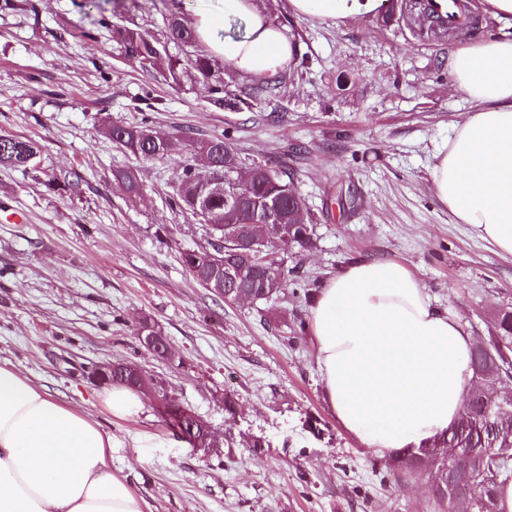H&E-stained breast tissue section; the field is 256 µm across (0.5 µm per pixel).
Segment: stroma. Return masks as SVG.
<instances>
[{
    "label": "stroma",
    "mask_w": 512,
    "mask_h": 512,
    "mask_svg": "<svg viewBox=\"0 0 512 512\" xmlns=\"http://www.w3.org/2000/svg\"><path fill=\"white\" fill-rule=\"evenodd\" d=\"M0 0V134L39 142L36 168H0V364L80 407L115 448L112 471L152 512H433L431 477L398 474L337 423L324 400L306 292L345 265L405 263L439 309L475 341L512 309V255L456 223L431 190L438 151L471 111L450 60L499 32L479 0L472 25L447 40L419 35L402 9L333 25L260 0L295 46L289 79L244 110L218 107L197 84L133 64L98 20L162 35L199 0ZM148 120L169 135L227 136L245 161L286 163L315 226L289 295L227 303L188 273L181 254L208 233L169 204L183 144L143 161L112 143L113 124ZM136 171L142 198L115 177ZM78 171L72 191L51 176ZM25 214L15 224L8 210ZM154 322L174 362L153 356L135 329ZM131 361L207 422L213 445L194 449L144 402L114 417L83 367ZM237 401L235 418L225 394Z\"/></svg>",
    "instance_id": "35a3bbf8"
}]
</instances>
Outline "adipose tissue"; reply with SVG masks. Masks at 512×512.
I'll use <instances>...</instances> for the list:
<instances>
[{
    "label": "adipose tissue",
    "mask_w": 512,
    "mask_h": 512,
    "mask_svg": "<svg viewBox=\"0 0 512 512\" xmlns=\"http://www.w3.org/2000/svg\"><path fill=\"white\" fill-rule=\"evenodd\" d=\"M384 0H288L292 14L339 24ZM214 60L254 80L275 77L293 44L258 0L195 10ZM456 90L475 105L437 155L432 189L478 238L512 255V34L456 52ZM310 332L325 401L338 424L390 459L448 430L472 386L474 345L460 318L438 311L403 263H350L317 294ZM112 437L15 369L0 365V512H144L112 471Z\"/></svg>",
    "instance_id": "1"
}]
</instances>
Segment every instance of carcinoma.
<instances>
[{
  "instance_id": "carcinoma-1",
  "label": "carcinoma",
  "mask_w": 512,
  "mask_h": 512,
  "mask_svg": "<svg viewBox=\"0 0 512 512\" xmlns=\"http://www.w3.org/2000/svg\"><path fill=\"white\" fill-rule=\"evenodd\" d=\"M433 2L411 0L409 15L419 32L443 38L449 29L435 16ZM100 24L112 29L127 56L139 67L159 69L174 83L187 78L204 86L213 103H224V86L212 81L215 60L199 47L193 28L181 15L172 13L166 17L165 35L161 38L103 18ZM171 43L192 47L194 54L183 61L170 53ZM107 135L120 148L147 161L166 159L172 151V140L167 134L139 124L112 126L108 128ZM183 141L187 157L179 164L173 203L202 224L204 220L197 216L193 207V201L202 200L214 220V224L207 225V246L182 253L186 270L201 283L216 268L217 262L225 266L230 262L235 264L241 270L240 278L221 296L229 303L235 302L240 293L254 302L285 297L288 269L279 258L276 246L282 236L274 224L251 226L249 221L256 213L274 210L280 223L288 225L286 245L289 248L308 250L313 246V226L308 224L307 212L301 207L300 200L288 196L294 173L281 165L251 164V176L237 188L238 212L231 215L224 207V188L217 184H204L208 173L222 181L225 173L233 170L237 157L231 143L224 140L222 134L200 140L185 136ZM41 152V145L34 140L0 134V167L27 171L35 167ZM118 179L125 185L130 198L143 196V185L134 172L122 171ZM80 181V174L72 171L61 178L50 179L48 187L67 192L78 186ZM250 236L269 238L264 253L266 261L247 262L243 259L244 243ZM494 329L490 342L485 346H474L470 357L473 383L488 392L495 384L512 378V311H499L494 319ZM154 398L165 425L181 439L195 445L194 437H186L182 429V417L187 414V408L162 389L154 394ZM485 406L492 407L496 417L500 439L495 445L483 442L480 433L470 430L457 440L456 447L463 449L461 453L455 454L445 447L436 454L414 455L404 449L392 460V467L399 472L414 474L428 471L432 474L431 497L435 512H450V491L468 499L466 505H457L459 509L499 512L497 489L512 481V456L501 452L503 448H512V393L486 396L469 391L458 422L464 423L468 412L477 414Z\"/></svg>"
}]
</instances>
